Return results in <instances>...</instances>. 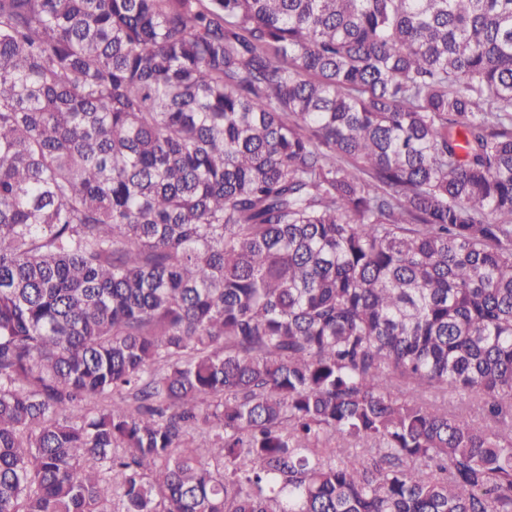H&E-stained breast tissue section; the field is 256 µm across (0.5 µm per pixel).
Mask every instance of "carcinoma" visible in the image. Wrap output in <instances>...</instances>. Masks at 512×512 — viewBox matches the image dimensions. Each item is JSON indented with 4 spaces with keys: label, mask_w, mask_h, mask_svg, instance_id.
Segmentation results:
<instances>
[{
    "label": "carcinoma",
    "mask_w": 512,
    "mask_h": 512,
    "mask_svg": "<svg viewBox=\"0 0 512 512\" xmlns=\"http://www.w3.org/2000/svg\"><path fill=\"white\" fill-rule=\"evenodd\" d=\"M0 512H512V0H0Z\"/></svg>",
    "instance_id": "1"
}]
</instances>
